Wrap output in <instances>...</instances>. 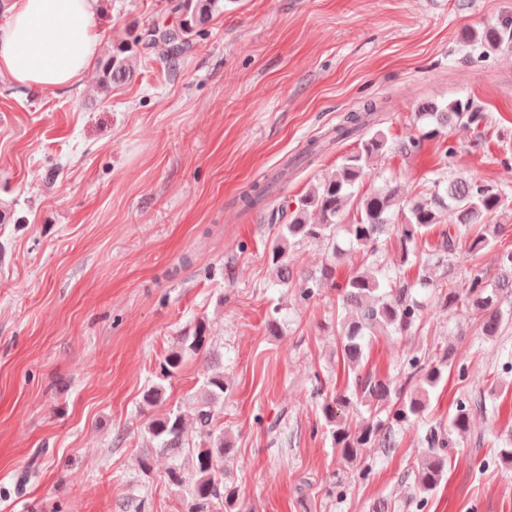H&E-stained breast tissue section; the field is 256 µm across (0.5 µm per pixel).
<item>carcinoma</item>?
Returning a JSON list of instances; mask_svg holds the SVG:
<instances>
[{"mask_svg":"<svg viewBox=\"0 0 512 512\" xmlns=\"http://www.w3.org/2000/svg\"><path fill=\"white\" fill-rule=\"evenodd\" d=\"M223 0H171V9L181 16L178 39L171 41L150 31L147 45L166 58H173L189 46L192 33L206 25L213 12L223 8ZM483 52L499 51L512 44V28L491 26L479 36ZM99 83L104 93L112 91L132 76V56L123 46L105 53L97 63ZM383 102L368 100L360 107L345 113L318 138L307 141L297 158L287 164L295 169L300 164H311L333 146L359 138L358 149L343 157L334 172L312 187L301 198L297 209L290 212L288 223L279 225V236L271 248L270 259L277 282L288 284L290 263L294 248L302 241L320 242L330 252V263L320 275L310 274L301 299L309 301L325 285L336 290L341 312L336 315V358L347 368V386L342 391L325 394L318 407L321 426L331 435L339 458L344 463L357 464L366 448L396 447L395 427L421 422L425 429L422 455L412 468L415 507L426 508L431 493L448 473V458L453 437H464L470 428L471 416L486 408V396L475 398L467 392L457 401L455 412L447 423L431 422L427 410L431 393L448 373L455 371L461 381L473 376L467 367L456 366L449 350L432 357L409 351L402 361L404 382L400 385L387 378L363 372V360L373 338L394 336L401 339L420 324L422 312L431 293L444 290V301L452 306L461 303L478 315L477 332L493 338L509 323V316L501 308L502 301L512 298V251L499 255L497 276L490 279L484 268L475 263L465 271L462 287H455L458 272L452 255L459 244L476 257L500 247V225L492 223L509 194L504 189L489 185L477 178L439 176L433 182L429 196L406 204L402 223H396L401 211L399 190L387 183L367 194L355 196L354 187L374 165L375 160L391 149L387 137L380 130L363 139L365 130L380 124ZM419 119L429 121L432 129L427 137L441 138L439 164L447 170L454 166L456 146L448 141L447 130L454 125H472L483 113L477 111L473 100L455 99L446 106L424 103L419 107ZM270 186L252 187L242 196L248 207L262 204ZM356 200L358 217L353 224H340V216L347 203ZM452 213L456 223L440 234L431 250H419L420 238L431 227L442 223ZM393 232L400 247V261L396 267L385 266L379 259L382 236ZM361 255V263L342 282L335 280L336 262L347 251ZM418 268L416 280L407 283L401 277L404 266ZM354 308L353 317L342 314ZM207 328L202 322L194 331L179 338L176 347L160 364V382L151 386L143 401L153 406L163 400L162 381L174 376L183 363L200 356L206 361V370L194 402V421L198 444H193L186 431L184 414L178 407L170 408L163 417L147 426V451L140 460L144 471L150 470L153 454H169L176 459L167 471V481L180 497L184 512H202L212 500L224 499V512H243L237 503V493L225 481L224 460L231 452L224 437V429L216 424L217 407L224 401L229 384L224 377V365L210 356L206 349ZM365 411L361 425L353 429L347 424L348 415ZM386 412V420L378 413ZM187 455L191 473L185 474L184 465L177 462Z\"/></svg>","mask_w":512,"mask_h":512,"instance_id":"carcinoma-1","label":"carcinoma"}]
</instances>
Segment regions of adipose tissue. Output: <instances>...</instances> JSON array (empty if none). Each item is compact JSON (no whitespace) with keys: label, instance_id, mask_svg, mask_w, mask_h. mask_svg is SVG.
Instances as JSON below:
<instances>
[{"label":"adipose tissue","instance_id":"1","mask_svg":"<svg viewBox=\"0 0 512 512\" xmlns=\"http://www.w3.org/2000/svg\"><path fill=\"white\" fill-rule=\"evenodd\" d=\"M97 0H12L0 26V76L34 90L85 78L100 44Z\"/></svg>","mask_w":512,"mask_h":512}]
</instances>
